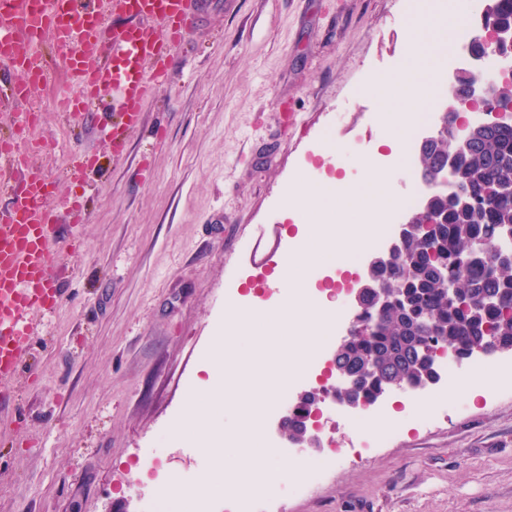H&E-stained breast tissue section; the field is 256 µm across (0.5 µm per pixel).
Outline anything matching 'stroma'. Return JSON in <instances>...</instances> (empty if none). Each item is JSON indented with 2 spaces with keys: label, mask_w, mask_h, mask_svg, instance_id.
Returning <instances> with one entry per match:
<instances>
[{
  "label": "stroma",
  "mask_w": 512,
  "mask_h": 512,
  "mask_svg": "<svg viewBox=\"0 0 512 512\" xmlns=\"http://www.w3.org/2000/svg\"><path fill=\"white\" fill-rule=\"evenodd\" d=\"M405 4L225 0L153 89L119 161L96 128L59 114L66 76L32 90V136L0 119V138L36 139L32 161L87 209L79 252L59 253L52 271L62 300L35 315L8 384L0 512H145L169 483L203 479L207 437L177 441L171 427L190 391L217 382L234 435L248 395L276 372L274 355L216 341L248 305L247 279L306 235L288 216L298 173L323 181L334 169L357 184L364 164L339 165L337 150L389 152L369 84L409 59ZM84 149L100 166L79 185L64 172ZM443 390L430 386L420 425L363 458L347 453L362 429L329 410L321 448L296 449L281 431L288 409L272 396L259 424L281 461L314 468L328 447L345 454L309 489L266 488L256 512H512V385Z\"/></svg>",
  "instance_id": "1"
}]
</instances>
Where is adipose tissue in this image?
<instances>
[{
  "instance_id": "1",
  "label": "adipose tissue",
  "mask_w": 512,
  "mask_h": 512,
  "mask_svg": "<svg viewBox=\"0 0 512 512\" xmlns=\"http://www.w3.org/2000/svg\"><path fill=\"white\" fill-rule=\"evenodd\" d=\"M464 19L461 0H452L446 17L434 19L426 14L414 17L409 25L412 40L410 63L399 82L386 78L375 79L373 89L382 103L383 120L389 128L393 142L402 141L409 131L407 115L422 111L431 99L435 72L433 59L444 54L447 44L437 37V30L454 28ZM224 415V388L213 385L193 392L184 421L173 428V436L180 437L192 431L207 428L208 419ZM206 452L214 460L208 472L203 490L217 493L227 487H239L257 478L267 485L276 486L285 481L290 466L278 460L275 449L265 447L259 429H251L247 441L224 437L207 447Z\"/></svg>"
}]
</instances>
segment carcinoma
<instances>
[{"label": "carcinoma", "mask_w": 512, "mask_h": 512, "mask_svg": "<svg viewBox=\"0 0 512 512\" xmlns=\"http://www.w3.org/2000/svg\"><path fill=\"white\" fill-rule=\"evenodd\" d=\"M486 18L494 29H512V0H494ZM452 140L447 135L418 155L423 183L427 173L444 167ZM457 168L472 194L471 209L459 210L447 193L423 199L412 214L435 221L418 225L416 234L396 244L398 280L384 270L369 272L394 291L386 310L363 303L360 316L368 330L341 341L337 367L360 376L357 395L367 403L394 385L423 389L437 382L439 358L432 352L438 349L457 363L488 344L512 351V265H498L493 252L481 262L465 261L477 244L494 242L496 226L512 221V124L478 129ZM314 407L312 399H297L286 426L289 438H300Z\"/></svg>", "instance_id": "carcinoma-1"}]
</instances>
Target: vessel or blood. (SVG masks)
<instances>
[{
    "instance_id": "b4317fda",
    "label": "vessel or blood",
    "mask_w": 512,
    "mask_h": 512,
    "mask_svg": "<svg viewBox=\"0 0 512 512\" xmlns=\"http://www.w3.org/2000/svg\"><path fill=\"white\" fill-rule=\"evenodd\" d=\"M211 0H0V68L54 83L66 70L75 86L63 110L84 117L105 94L118 103L109 137L123 158L127 141L144 124L152 88L165 84L176 50L200 30ZM61 46V68L46 59L45 39ZM29 85L11 86L12 118L33 131L37 116L25 110ZM0 188L10 205L0 210V407L12 398L2 389L15 375L33 335V316L61 300L52 280L58 230L78 227L85 211L76 202L54 208L58 182L31 164L28 152L0 141Z\"/></svg>"
}]
</instances>
